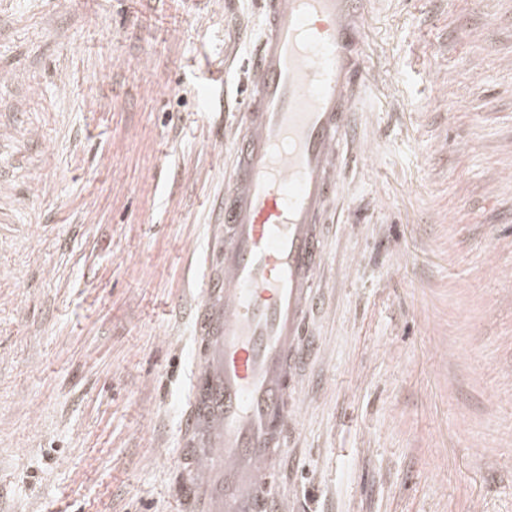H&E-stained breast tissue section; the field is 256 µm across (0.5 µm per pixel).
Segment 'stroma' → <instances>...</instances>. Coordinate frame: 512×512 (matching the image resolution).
Wrapping results in <instances>:
<instances>
[{
	"mask_svg": "<svg viewBox=\"0 0 512 512\" xmlns=\"http://www.w3.org/2000/svg\"><path fill=\"white\" fill-rule=\"evenodd\" d=\"M276 490L512 512V0H366ZM260 0H0V512H189L190 308Z\"/></svg>",
	"mask_w": 512,
	"mask_h": 512,
	"instance_id": "obj_1",
	"label": "stroma"
}]
</instances>
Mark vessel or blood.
I'll list each match as a JSON object with an SVG mask.
<instances>
[{"label": "vessel or blood", "mask_w": 512, "mask_h": 512, "mask_svg": "<svg viewBox=\"0 0 512 512\" xmlns=\"http://www.w3.org/2000/svg\"><path fill=\"white\" fill-rule=\"evenodd\" d=\"M264 2L181 416L197 512H288L273 487L280 433L305 355L312 273L326 259L322 209L339 188L336 148L351 137L348 94L363 76L364 0Z\"/></svg>", "instance_id": "b4317fda"}]
</instances>
